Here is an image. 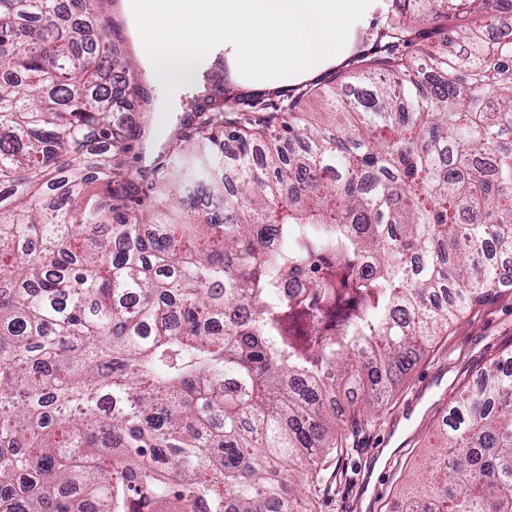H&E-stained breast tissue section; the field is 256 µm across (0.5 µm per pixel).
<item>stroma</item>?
I'll use <instances>...</instances> for the list:
<instances>
[{
  "mask_svg": "<svg viewBox=\"0 0 512 512\" xmlns=\"http://www.w3.org/2000/svg\"><path fill=\"white\" fill-rule=\"evenodd\" d=\"M127 4L102 0L101 15L115 52L136 67L135 20ZM192 99V90H184L175 112L165 117L157 102H144L124 113L123 120L149 135L161 124L171 130L190 111ZM511 353L512 288H505L428 346L375 420L348 425V446L327 458L312 512H398L400 497L413 489L404 476L419 468L433 448L451 398L493 359Z\"/></svg>",
  "mask_w": 512,
  "mask_h": 512,
  "instance_id": "obj_1",
  "label": "stroma"
}]
</instances>
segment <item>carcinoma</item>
Returning a JSON list of instances; mask_svg holds the SVG:
<instances>
[{"label": "carcinoma", "mask_w": 512, "mask_h": 512, "mask_svg": "<svg viewBox=\"0 0 512 512\" xmlns=\"http://www.w3.org/2000/svg\"><path fill=\"white\" fill-rule=\"evenodd\" d=\"M409 2L444 23L393 12L263 118L198 77L156 169L126 165L98 0H0V512H309L331 419L512 285L507 0ZM437 440L400 512H512V356Z\"/></svg>", "instance_id": "obj_1"}]
</instances>
